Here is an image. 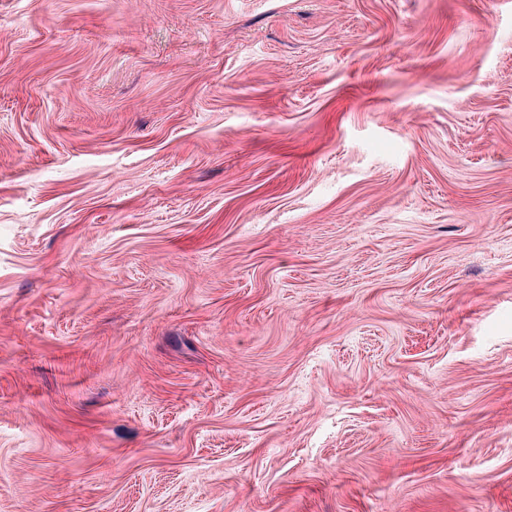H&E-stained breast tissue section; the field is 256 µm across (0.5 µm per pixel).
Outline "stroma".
I'll return each mask as SVG.
<instances>
[{
	"label": "stroma",
	"instance_id": "stroma-1",
	"mask_svg": "<svg viewBox=\"0 0 512 512\" xmlns=\"http://www.w3.org/2000/svg\"><path fill=\"white\" fill-rule=\"evenodd\" d=\"M0 512H512V0H0Z\"/></svg>",
	"mask_w": 512,
	"mask_h": 512
}]
</instances>
